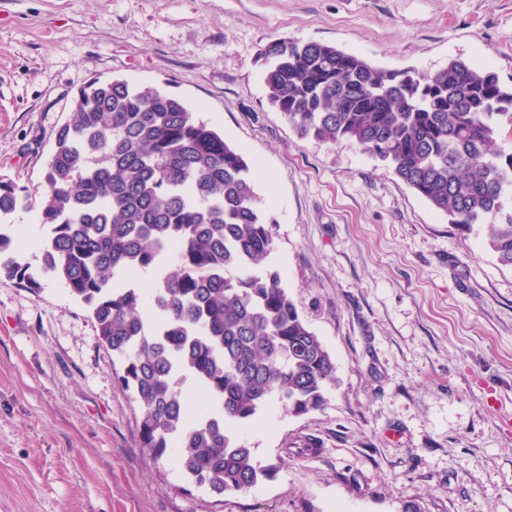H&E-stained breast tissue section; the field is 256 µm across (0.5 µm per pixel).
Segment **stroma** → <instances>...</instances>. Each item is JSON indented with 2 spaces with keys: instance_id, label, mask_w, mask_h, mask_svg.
<instances>
[{
  "instance_id": "35a3bbf8",
  "label": "stroma",
  "mask_w": 512,
  "mask_h": 512,
  "mask_svg": "<svg viewBox=\"0 0 512 512\" xmlns=\"http://www.w3.org/2000/svg\"><path fill=\"white\" fill-rule=\"evenodd\" d=\"M275 39L512 85V0H0V177L30 196L0 220L39 282L0 277V512H512V270L355 142L298 137L263 82ZM115 78L181 98L253 165L264 265L336 363L323 410L241 431L277 467L244 492L141 448L87 307L41 271L54 134Z\"/></svg>"
}]
</instances>
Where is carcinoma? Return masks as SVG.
I'll return each instance as SVG.
<instances>
[{"mask_svg":"<svg viewBox=\"0 0 512 512\" xmlns=\"http://www.w3.org/2000/svg\"><path fill=\"white\" fill-rule=\"evenodd\" d=\"M270 104L302 137L355 142L448 222L488 228V247L512 268V85L453 58L433 73L388 70L333 45L268 43ZM42 271L84 303L101 342L121 362L118 385L143 413L140 445L171 449L185 477L217 493L243 492L276 466L257 462L235 431L276 405L320 411L336 364L301 318L278 271L272 220L236 147L186 103L123 79L93 82L55 134L44 175ZM27 201L0 178V214ZM155 267L149 292L118 283ZM35 290L29 263L0 228V276ZM159 313L153 327L141 309ZM184 373L217 408L188 415Z\"/></svg>","mask_w":512,"mask_h":512,"instance_id":"1","label":"carcinoma"}]
</instances>
